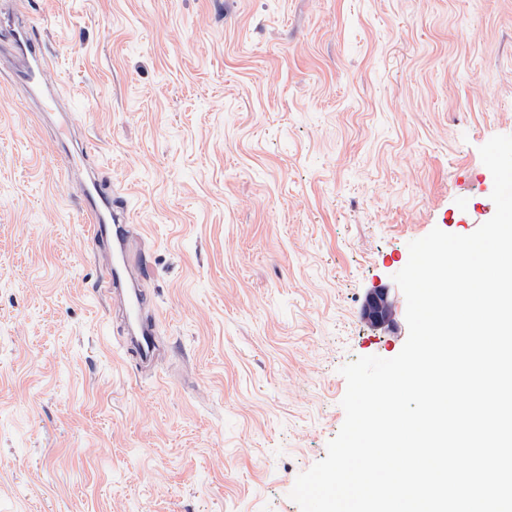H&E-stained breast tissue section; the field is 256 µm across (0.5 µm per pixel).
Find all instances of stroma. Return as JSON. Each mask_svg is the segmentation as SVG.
Wrapping results in <instances>:
<instances>
[{
  "mask_svg": "<svg viewBox=\"0 0 512 512\" xmlns=\"http://www.w3.org/2000/svg\"><path fill=\"white\" fill-rule=\"evenodd\" d=\"M17 6L147 240L152 369L122 359L58 119L11 84ZM499 134L512 0H0V512H300L340 367L407 339L408 239L493 217ZM366 313L368 319L377 326H383L391 321L393 306L385 289L374 290L370 293Z\"/></svg>",
  "mask_w": 512,
  "mask_h": 512,
  "instance_id": "obj_1",
  "label": "stroma"
}]
</instances>
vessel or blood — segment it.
Wrapping results in <instances>:
<instances>
[{"label":"vessel or blood","instance_id":"b4317fda","mask_svg":"<svg viewBox=\"0 0 512 512\" xmlns=\"http://www.w3.org/2000/svg\"><path fill=\"white\" fill-rule=\"evenodd\" d=\"M13 51L19 65L12 73V81L27 96L39 102L43 111H57L62 96L57 86L46 79L48 55L32 26L18 22L10 27ZM89 146L74 148L63 158L67 170L83 175L86 232L97 244V261L100 278L116 292H126L123 317L131 325V338L125 346L136 366L145 369L152 366L162 355L163 346L155 324L147 312L153 304L150 292L141 286L143 273L139 257L134 252L136 239L122 198L102 189L95 171L85 168L84 161Z\"/></svg>","mask_w":512,"mask_h":512}]
</instances>
